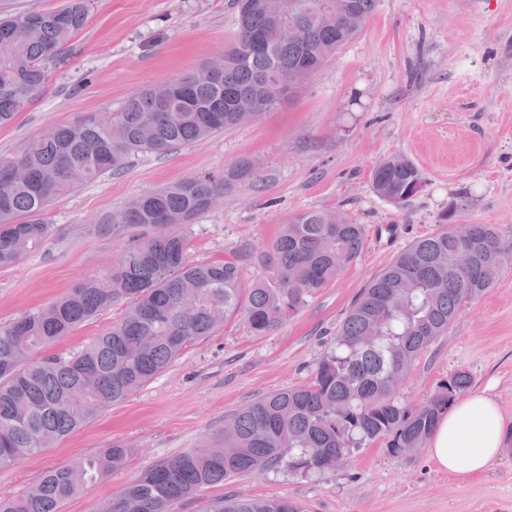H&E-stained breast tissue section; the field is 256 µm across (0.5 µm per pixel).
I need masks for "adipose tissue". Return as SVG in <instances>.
I'll return each mask as SVG.
<instances>
[{"label":"adipose tissue","mask_w":512,"mask_h":512,"mask_svg":"<svg viewBox=\"0 0 512 512\" xmlns=\"http://www.w3.org/2000/svg\"><path fill=\"white\" fill-rule=\"evenodd\" d=\"M507 425L489 390H476L445 412L429 442V452L440 468L480 474L506 448Z\"/></svg>","instance_id":"1"}]
</instances>
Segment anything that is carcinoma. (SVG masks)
<instances>
[{
	"mask_svg": "<svg viewBox=\"0 0 512 512\" xmlns=\"http://www.w3.org/2000/svg\"><path fill=\"white\" fill-rule=\"evenodd\" d=\"M332 0H237L238 34L224 48L235 60L217 79L207 67L128 98L107 117L88 115L45 130L11 157H0V268L43 247L54 227L52 203L123 168L131 155H163L238 126V95L260 89L261 112L287 93L281 71L302 84L359 30L336 17ZM88 0L0 18V125L10 123L50 80L47 63L84 27ZM242 161L221 177L198 175L133 198L112 232L143 236L104 275L47 306L0 324V468L49 448L123 401L206 340L244 316L264 335L356 261L365 228L339 210H308L282 225L257 261L271 276L243 284L237 259L195 260L186 228L211 199L252 175ZM372 186L402 205L420 192L417 167L403 156L378 164ZM413 241L358 294L309 381L270 393L199 446L163 458L99 505L98 512H175L224 481L285 468L308 476L336 467L380 439L398 456L426 447L441 415L472 386L454 373L422 403L398 399L415 359L448 332L459 308L482 297L512 258L494 224H450ZM122 318L80 352L46 354L57 340L114 304ZM132 449L114 444L48 471L31 490L0 496V512H62L68 499L126 467ZM208 512H304L291 499L218 498Z\"/></svg>",
	"mask_w": 512,
	"mask_h": 512,
	"instance_id": "obj_1",
	"label": "carcinoma"
}]
</instances>
